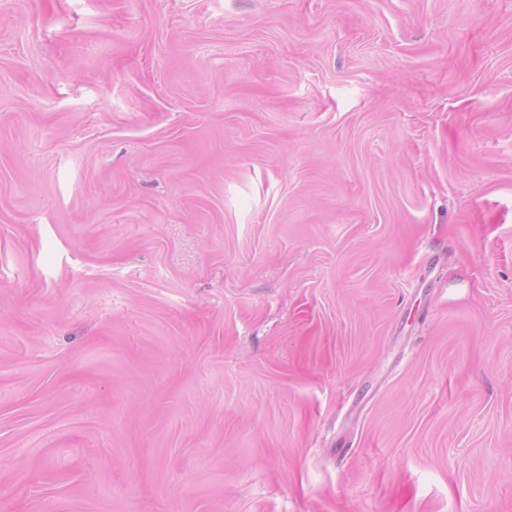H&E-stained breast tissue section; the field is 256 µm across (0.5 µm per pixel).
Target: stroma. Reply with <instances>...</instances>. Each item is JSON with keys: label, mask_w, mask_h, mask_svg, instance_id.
Instances as JSON below:
<instances>
[{"label": "stroma", "mask_w": 512, "mask_h": 512, "mask_svg": "<svg viewBox=\"0 0 512 512\" xmlns=\"http://www.w3.org/2000/svg\"><path fill=\"white\" fill-rule=\"evenodd\" d=\"M0 512H512V0H0Z\"/></svg>", "instance_id": "stroma-1"}]
</instances>
